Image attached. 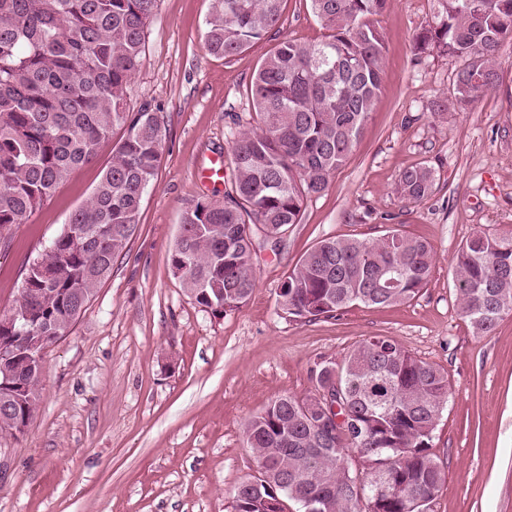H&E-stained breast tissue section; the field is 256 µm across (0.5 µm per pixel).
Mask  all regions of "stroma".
<instances>
[{"label": "stroma", "instance_id": "1", "mask_svg": "<svg viewBox=\"0 0 512 512\" xmlns=\"http://www.w3.org/2000/svg\"><path fill=\"white\" fill-rule=\"evenodd\" d=\"M212 0H160L131 107L160 105L167 129L158 175L126 249L67 337L43 358L40 401L24 433L0 431V512H233L236 486L257 463L248 420L278 396L315 389V363L371 336L388 337L444 369L448 404L432 453L445 479L430 512H512V316L474 335L461 315L448 261L472 233L512 225V40L499 80L462 112L435 113L452 94L455 58L416 53V32L437 0H392L376 16L387 54L381 90L349 160L304 204L279 246H263L257 286L241 310L218 317L174 276L169 253L182 211L223 193L202 180L229 158L230 131L250 120V86L277 44L268 38L224 58L204 46ZM283 36L311 44L324 31L309 0H285ZM112 158L73 172L0 246V314L20 296L25 269L89 197ZM436 169L420 203L400 198V171ZM390 227L428 239L431 277L411 302L356 305L333 319L292 320L280 286L325 238L371 239Z\"/></svg>", "mask_w": 512, "mask_h": 512}]
</instances>
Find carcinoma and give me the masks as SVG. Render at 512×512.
<instances>
[{
  "label": "carcinoma",
  "instance_id": "1",
  "mask_svg": "<svg viewBox=\"0 0 512 512\" xmlns=\"http://www.w3.org/2000/svg\"><path fill=\"white\" fill-rule=\"evenodd\" d=\"M284 0H213L205 48L230 58L280 32ZM434 19L414 49H437L460 67L452 104L462 111L497 86V55L512 38V0H438ZM159 0H0V230L24 223L75 170L94 162L115 133L112 149L87 200L29 265L25 287L46 288L41 300L20 295L14 308L34 310L26 336L42 347L69 325L74 303L91 300L112 275L139 223L142 202L161 162L165 128L160 108L130 109L128 87L140 72L146 28ZM391 0H310L326 31L304 45L282 38L259 65L250 89L255 126L234 134L230 187L185 209L170 253L173 274L194 301L217 316L236 312L255 288L254 235L279 244L302 221L307 198L324 191L359 139L381 90L385 40L373 24ZM435 170L404 168L397 193L421 202ZM435 262L433 245L397 230L372 240L327 238L309 249L280 288L284 313L313 321L354 304L412 301ZM460 312L477 336L491 335L512 314V227L475 231L451 257ZM389 274L392 288L376 287ZM208 295H199L201 282ZM317 390L336 387L343 424L314 441L329 419L317 395L278 396L245 428L259 469L258 487L235 491L234 512H270L268 501L320 512H428L444 480L430 452L448 403V374L395 341L370 337L340 361L312 369ZM40 382L13 403L31 420ZM357 456L385 469L389 492L375 489L349 463Z\"/></svg>",
  "mask_w": 512,
  "mask_h": 512
}]
</instances>
